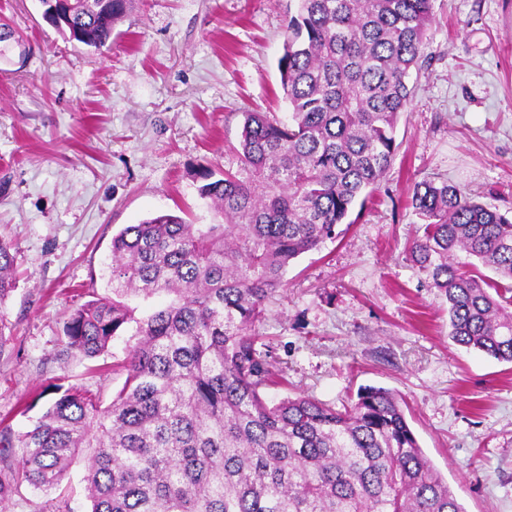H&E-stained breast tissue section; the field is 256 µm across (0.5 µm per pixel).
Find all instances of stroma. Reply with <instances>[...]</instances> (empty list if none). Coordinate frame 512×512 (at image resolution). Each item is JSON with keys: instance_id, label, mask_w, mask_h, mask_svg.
I'll return each instance as SVG.
<instances>
[{"instance_id": "obj_1", "label": "stroma", "mask_w": 512, "mask_h": 512, "mask_svg": "<svg viewBox=\"0 0 512 512\" xmlns=\"http://www.w3.org/2000/svg\"><path fill=\"white\" fill-rule=\"evenodd\" d=\"M294 0H134L112 40L64 39L37 0H0L20 37L0 59V237L12 242L16 285L0 307V419L51 383L109 404L132 344L115 338L94 360L58 357L76 306L107 295L113 236L159 212L213 224L201 167L238 166L243 114L288 107L277 62ZM425 60L397 121L399 150L364 208L335 240L290 264L286 288L257 324L261 352L286 385L342 407L382 386L466 512H512V364L448 337V306L406 250L423 228L415 183L448 180L512 214V0H435ZM86 460L64 495L21 486L8 512L67 502L90 512Z\"/></svg>"}]
</instances>
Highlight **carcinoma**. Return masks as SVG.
I'll return each mask as SVG.
<instances>
[{"label":"carcinoma","instance_id":"cac0c4a2","mask_svg":"<svg viewBox=\"0 0 512 512\" xmlns=\"http://www.w3.org/2000/svg\"><path fill=\"white\" fill-rule=\"evenodd\" d=\"M295 2L278 61L288 118L243 113L238 168L199 172L224 222L163 212L112 238V295L70 312L59 355L97 358L130 330L124 385L103 407L55 384L32 427L0 428L1 508L24 483L58 487L87 449L91 512H465L391 390L362 387L341 410L265 398L282 378L256 324L288 266L335 239L390 170L434 18V0ZM54 3L57 30L99 50L132 0ZM410 206L423 233L408 253L448 304L449 337L512 363V217L446 180L417 184ZM14 287L0 238V307ZM161 293L140 318L128 304Z\"/></svg>","mask_w":512,"mask_h":512}]
</instances>
